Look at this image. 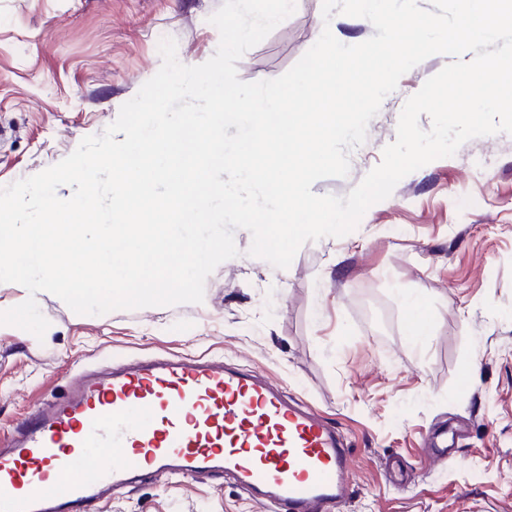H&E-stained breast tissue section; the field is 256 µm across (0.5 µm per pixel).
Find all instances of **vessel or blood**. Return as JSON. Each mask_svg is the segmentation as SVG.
<instances>
[{"label": "vessel or blood", "instance_id": "vessel-or-blood-1", "mask_svg": "<svg viewBox=\"0 0 512 512\" xmlns=\"http://www.w3.org/2000/svg\"><path fill=\"white\" fill-rule=\"evenodd\" d=\"M335 428L250 370L177 355L83 373L0 447V512H90L146 474L210 473L279 512L349 495Z\"/></svg>", "mask_w": 512, "mask_h": 512}]
</instances>
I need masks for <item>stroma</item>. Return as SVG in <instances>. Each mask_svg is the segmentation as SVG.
I'll return each instance as SVG.
<instances>
[{"mask_svg":"<svg viewBox=\"0 0 512 512\" xmlns=\"http://www.w3.org/2000/svg\"><path fill=\"white\" fill-rule=\"evenodd\" d=\"M224 0H0V187L35 175L99 135L162 65L206 62ZM322 0L296 10L238 61L240 80L281 76L313 46ZM450 61L405 73L349 153L345 196L396 139L406 100ZM238 256L207 278L199 304L79 315L36 301L43 338L0 325V438L85 370L158 354L206 355L257 371L313 407L352 459L337 512H512V134L470 139L404 177L342 237L305 243L285 269ZM426 304L410 346L404 297ZM447 429V455L426 443ZM99 512H275L216 476H151L106 491Z\"/></svg>","mask_w":512,"mask_h":512,"instance_id":"35a3bbf8","label":"stroma"}]
</instances>
